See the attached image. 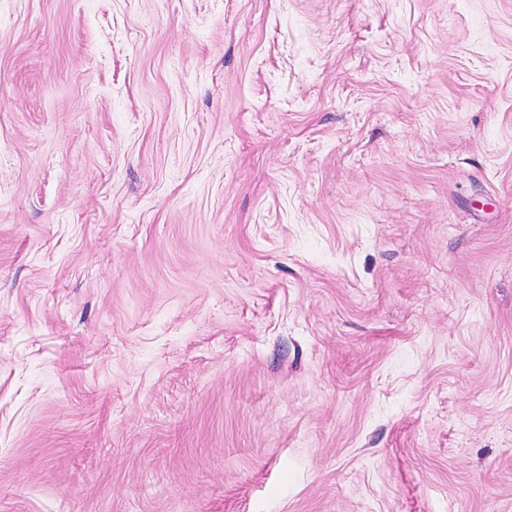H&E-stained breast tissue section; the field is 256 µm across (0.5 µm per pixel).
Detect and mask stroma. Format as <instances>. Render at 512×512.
<instances>
[{
    "mask_svg": "<svg viewBox=\"0 0 512 512\" xmlns=\"http://www.w3.org/2000/svg\"><path fill=\"white\" fill-rule=\"evenodd\" d=\"M0 512H512V0H0Z\"/></svg>",
    "mask_w": 512,
    "mask_h": 512,
    "instance_id": "stroma-1",
    "label": "stroma"
}]
</instances>
